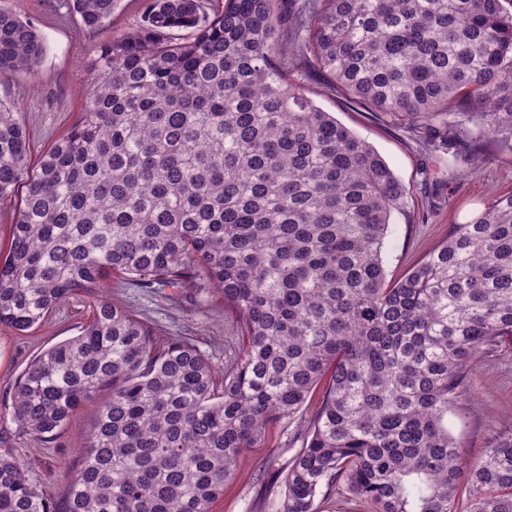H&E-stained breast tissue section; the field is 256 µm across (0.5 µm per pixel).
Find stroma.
Returning a JSON list of instances; mask_svg holds the SVG:
<instances>
[{
	"mask_svg": "<svg viewBox=\"0 0 512 512\" xmlns=\"http://www.w3.org/2000/svg\"><path fill=\"white\" fill-rule=\"evenodd\" d=\"M145 0H119L106 27L85 28L61 0H0V8L31 20L47 51L34 72L0 75V99L21 112L30 136V160L42 154L78 119L89 95L87 67L97 46L134 28ZM322 110L367 140L409 191L408 207L394 215L384 263L397 277L437 247L450 225L480 208L491 195L512 192V150L488 147L484 162L460 182L436 190L427 175L432 164L409 138L401 121L373 117L322 90L317 80L304 84ZM109 297L169 338L191 340L216 368H223L232 348V322L217 292L183 289L148 290L129 284L112 288ZM88 302L76 297L62 303L31 333L0 330V448L13 449L31 483L54 501L66 493L65 472L78 464L81 447L93 427L97 406L82 407L55 435L38 441L12 419L15 383L27 364L48 348L77 336ZM512 429V346L474 358L465 370V386L448 413V430L466 459L479 458L498 436ZM293 454L282 428H274L264 447L242 461L238 474L215 500L211 512H260L259 473L276 471Z\"/></svg>",
	"mask_w": 512,
	"mask_h": 512,
	"instance_id": "35a3bbf8",
	"label": "stroma"
}]
</instances>
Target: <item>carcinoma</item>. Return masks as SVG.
Instances as JSON below:
<instances>
[{
	"label": "carcinoma",
	"instance_id": "cac0c4a2",
	"mask_svg": "<svg viewBox=\"0 0 512 512\" xmlns=\"http://www.w3.org/2000/svg\"><path fill=\"white\" fill-rule=\"evenodd\" d=\"M118 0H65L107 25ZM148 0L99 45L80 120L32 168L0 101V326L25 333L73 296L80 334L18 377L13 420L47 442L99 401L58 506L0 448V512H210L268 430L302 446L265 512H320L343 486L370 512H512V433L472 463L448 432L466 365L512 344V192L396 280L384 253L408 191L295 78L399 117L448 182L483 140L512 149L503 0ZM46 53L0 10V75ZM214 289L237 350L219 372L109 300L112 280ZM322 395L305 418L317 387Z\"/></svg>",
	"mask_w": 512,
	"mask_h": 512
}]
</instances>
